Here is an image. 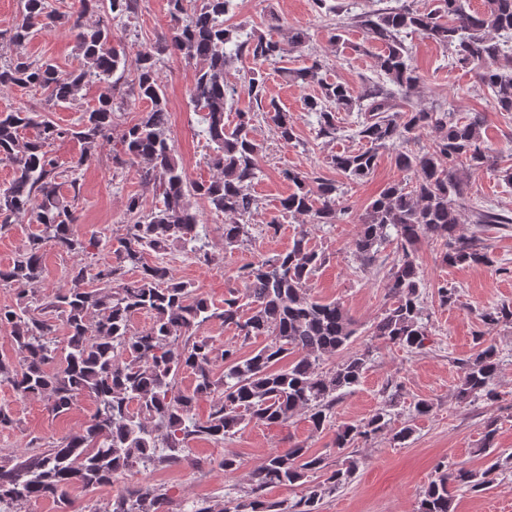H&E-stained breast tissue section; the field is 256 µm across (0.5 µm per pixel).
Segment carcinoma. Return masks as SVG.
Masks as SVG:
<instances>
[{
	"label": "carcinoma",
	"instance_id": "1",
	"mask_svg": "<svg viewBox=\"0 0 512 512\" xmlns=\"http://www.w3.org/2000/svg\"><path fill=\"white\" fill-rule=\"evenodd\" d=\"M135 2L78 0L76 10L57 12L48 9L46 0H23L21 20L10 30L9 42L22 47L33 38L36 26L48 31L67 26L77 40L81 66L62 73L51 61H35L20 52L0 66L1 90L19 86L40 91L55 105L76 102L89 83L111 89L82 113L78 123L66 128L27 107L0 112V162L9 163L14 172L9 185L0 189V215H28L40 226L12 264L0 269V286L40 283L47 243L75 258L68 287L44 297L24 295L13 305L0 306V327L10 329L14 349V357L0 359V383L10 385L21 399H40L55 417L70 412L82 395L95 404L79 431L38 454L17 457L11 467L0 465V512H15L16 506L41 498L69 508L70 486L80 484L93 491L140 466H195L192 441L222 443L252 421L280 424L303 412L313 430H322L331 422L336 402L360 382L371 361L367 348L327 370L322 367L348 349L357 329L340 302H319L307 293L309 279L327 257L311 247L306 233L297 236L287 251L242 267L244 291L224 299L220 312L190 284L175 280L168 267L145 260L149 251L179 246L205 263L215 261L190 198L199 196L211 210L228 216L251 214L258 207L253 186L262 173V146L253 137L254 124L266 120L278 141L288 145L296 140V118L267 99L260 69L283 61L286 49L271 37L225 26L224 16L234 0H168L167 32L138 54L135 77L126 81V56L112 46V20L133 14ZM438 2L427 13L399 6L365 16L362 25L383 52L375 60L380 78L358 97L346 84L324 80L317 62L283 69L299 85H318L317 93L304 99V111L317 118V135L336 136L340 111L364 115L356 136L365 147L333 154L329 161L353 184L373 173L379 149L415 142L424 132L430 137L425 151L396 152L395 164L408 178L385 187L367 206L352 243L353 254L363 265L375 261L383 244L396 245L397 260L384 283L389 304L371 335L409 351L422 349L428 336L416 263L421 240L442 242V261L449 265L492 263L478 234H456L461 223L459 200L465 191L460 171L485 168L512 184V168L499 167L485 144L481 113L458 116L439 105L406 109L397 100V95L420 83L408 64L405 42L422 36L450 50L455 67L475 72L499 111L512 112V0H484L481 11L470 9L467 0ZM86 14L98 15L97 22L85 26ZM165 51L181 53L195 64L188 98L200 117V133L209 149L206 162L217 172L209 181L189 182L176 157L158 69ZM244 57L258 65L246 84L255 107L235 110L236 89L227 84L226 71ZM126 83L129 93L150 108L124 130L113 161L121 167L139 164L141 182L162 196V206L146 213L140 197H129L126 234L118 240L112 262L97 264L88 258L100 241L87 242L75 234L76 218L59 191L62 172L52 147L59 139H75L84 152L74 170L88 163L93 151L111 139L119 111L112 90ZM232 110L235 122L229 125L224 113ZM28 129L35 130L34 136H25ZM283 177L292 186L280 200L283 215L316 225L337 222L336 199L342 191L336 182L301 169H288ZM473 223L512 224V216L480 207L473 213ZM249 238L250 225H224V248L238 247ZM139 311L151 313L153 323L133 331L131 317ZM215 317L234 326L242 343L261 337L263 344L248 356L233 345L218 351L210 337L201 335ZM58 320L67 330L62 348L55 336ZM481 320L490 326L511 325L512 305L485 309ZM60 348L64 357L57 366ZM289 355L294 360L288 367H278ZM218 361L224 363L220 376L215 372ZM498 371L494 347L479 346L462 362L458 401L493 399L491 385ZM186 372L193 386L182 391L177 380ZM202 398L213 401L205 420L195 413ZM388 425L387 413L377 410L338 426L334 445L343 451L388 430ZM357 468L358 461L348 457L332 469L325 458L295 444L270 453L249 474L234 506L219 512H321L324 495L349 482ZM494 471L491 467L480 474L462 468L450 472L447 465H439L436 479L424 490L420 512H453L449 485L479 490L491 483ZM319 472L325 479L310 481ZM302 485L307 492L289 506L264 497L270 486ZM169 503L164 487L138 486L112 499L108 512H168Z\"/></svg>",
	"mask_w": 512,
	"mask_h": 512
}]
</instances>
